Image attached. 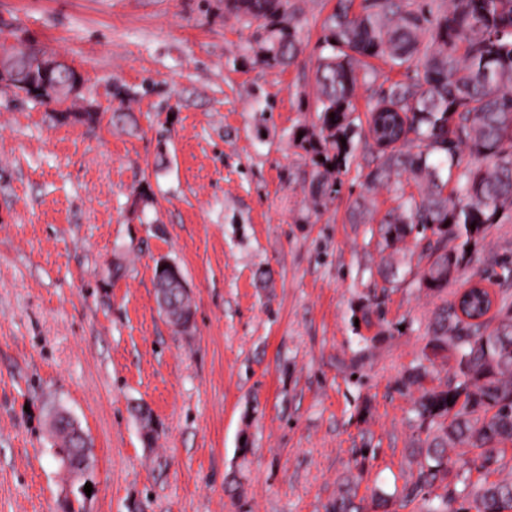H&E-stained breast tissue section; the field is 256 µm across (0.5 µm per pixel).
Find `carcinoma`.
Masks as SVG:
<instances>
[{"label":"carcinoma","mask_w":512,"mask_h":512,"mask_svg":"<svg viewBox=\"0 0 512 512\" xmlns=\"http://www.w3.org/2000/svg\"><path fill=\"white\" fill-rule=\"evenodd\" d=\"M438 15L410 0H364L362 12H350L338 0L324 28L323 57L315 73L318 132L301 129L299 145L312 154L316 172L310 182L312 199H332L338 193L355 123V91L368 81L363 59H383L393 67L410 68L419 62L423 75L414 81H395L371 97L368 133L377 122L383 134L398 136L400 143L378 149L374 179L398 172L424 176L428 192L410 196L385 219L393 240L420 226L436 236L429 245L426 287L441 293L453 272L471 263L472 246L487 228L512 217V0H441ZM289 0H224V11L261 29L258 62L275 69L292 64L302 45L287 22ZM0 49L19 61L47 52L36 44L16 45L0 39ZM57 78L69 81L76 93L82 77L68 65L59 66ZM21 91L34 98L50 96L41 71L30 75ZM482 164L460 167L462 148ZM448 166L455 180L454 196H444L446 182L440 169ZM461 243L448 247V242ZM157 292L174 312L194 314L192 300L183 294L179 278L155 274ZM500 307L493 318L498 327L487 331L489 310L479 299L470 303L467 318L458 312L457 300H446L427 332L426 359L455 357L456 369L441 389H427L423 364L408 370L404 388H422L415 402L419 429L426 434L417 448L423 458L417 478L402 501L421 498L423 512H456L453 504H466L464 512H512V464L503 461L499 446L512 444V302L499 291ZM452 401H447V398ZM52 430L54 446L71 473H83L84 442L61 412ZM475 454L457 467L448 456L455 448ZM485 479L472 480V471ZM504 477L490 481L492 473Z\"/></svg>","instance_id":"1"}]
</instances>
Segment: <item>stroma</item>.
Instances as JSON below:
<instances>
[{
	"mask_svg": "<svg viewBox=\"0 0 512 512\" xmlns=\"http://www.w3.org/2000/svg\"><path fill=\"white\" fill-rule=\"evenodd\" d=\"M336 4L290 0L303 51L266 69L224 0H0V38L84 78L63 103L0 85V512H328L348 475L367 507L414 483L399 382L443 298L423 234L379 226L418 186L372 183L357 136L312 202L293 138L318 124ZM160 261L192 291L190 332L158 309ZM55 407L91 440L82 474L53 454Z\"/></svg>",
	"mask_w": 512,
	"mask_h": 512,
	"instance_id": "obj_1",
	"label": "stroma"
}]
</instances>
